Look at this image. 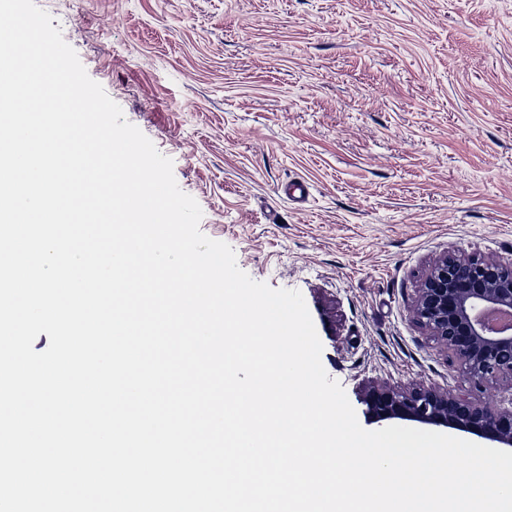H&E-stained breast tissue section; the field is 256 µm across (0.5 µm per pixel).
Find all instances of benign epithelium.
Segmentation results:
<instances>
[{
  "label": "benign epithelium",
  "instance_id": "1",
  "mask_svg": "<svg viewBox=\"0 0 512 512\" xmlns=\"http://www.w3.org/2000/svg\"><path fill=\"white\" fill-rule=\"evenodd\" d=\"M488 310L512 313V261L448 251L431 264L412 306L416 323L456 360L471 384L495 381L512 388V330L488 326L482 318ZM363 401L379 425L411 421L512 447V401L487 407L451 390L386 382L365 385Z\"/></svg>",
  "mask_w": 512,
  "mask_h": 512
}]
</instances>
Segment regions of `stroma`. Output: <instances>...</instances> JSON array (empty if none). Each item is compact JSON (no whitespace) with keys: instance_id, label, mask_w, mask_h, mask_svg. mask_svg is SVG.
Instances as JSON below:
<instances>
[{"instance_id":"1","label":"stroma","mask_w":512,"mask_h":512,"mask_svg":"<svg viewBox=\"0 0 512 512\" xmlns=\"http://www.w3.org/2000/svg\"><path fill=\"white\" fill-rule=\"evenodd\" d=\"M35 3L172 159L201 232L302 293L361 426L370 382L512 395L411 314L438 255L512 259V0Z\"/></svg>"}]
</instances>
